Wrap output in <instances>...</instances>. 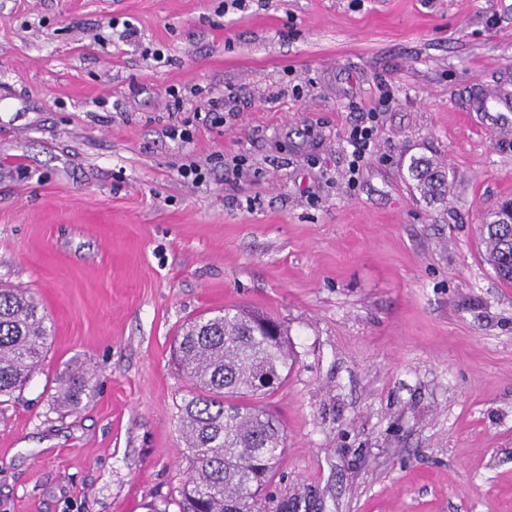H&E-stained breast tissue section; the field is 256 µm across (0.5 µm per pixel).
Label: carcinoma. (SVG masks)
<instances>
[{
    "mask_svg": "<svg viewBox=\"0 0 512 512\" xmlns=\"http://www.w3.org/2000/svg\"><path fill=\"white\" fill-rule=\"evenodd\" d=\"M409 174L424 196L447 194L446 175L431 160L412 159ZM480 235L486 260L512 284V223L497 222L494 212L480 224ZM50 332L32 295L0 285V397L39 369ZM174 354L190 384L180 416L191 460L180 490L182 512H264L262 495L285 452V434L255 399L288 377V329L262 311L226 308L182 327ZM87 390L86 373L72 367L58 378L56 402L76 410Z\"/></svg>",
    "mask_w": 512,
    "mask_h": 512,
    "instance_id": "1",
    "label": "carcinoma"
}]
</instances>
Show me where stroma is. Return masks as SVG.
Listing matches in <instances>:
<instances>
[{
	"label": "stroma",
	"mask_w": 512,
	"mask_h": 512,
	"mask_svg": "<svg viewBox=\"0 0 512 512\" xmlns=\"http://www.w3.org/2000/svg\"><path fill=\"white\" fill-rule=\"evenodd\" d=\"M497 93L512 0H0V281L53 330L0 403V512H179L171 345L235 304L295 355L262 400L287 437L269 512H512V284L479 232L512 200V112L474 109ZM374 106L352 183L344 136ZM408 169L411 178L417 182V186L426 198L439 199L447 194L446 175L431 160L413 158ZM88 390V378L80 367H71L60 374L56 402L58 405L77 410L82 404V395Z\"/></svg>",
	"instance_id": "1"
}]
</instances>
